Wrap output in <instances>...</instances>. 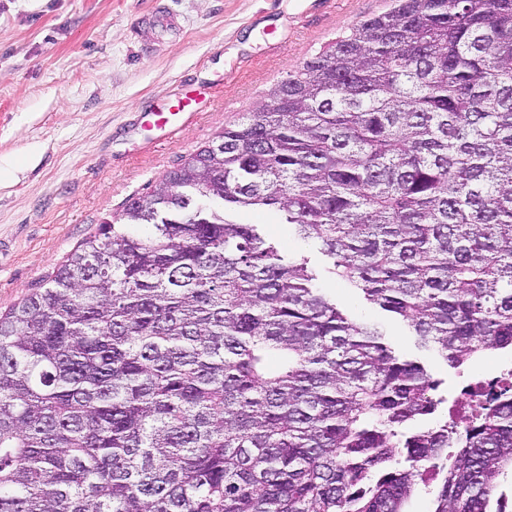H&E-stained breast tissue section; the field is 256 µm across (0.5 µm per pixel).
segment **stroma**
Here are the masks:
<instances>
[{
  "mask_svg": "<svg viewBox=\"0 0 512 512\" xmlns=\"http://www.w3.org/2000/svg\"><path fill=\"white\" fill-rule=\"evenodd\" d=\"M173 20L160 31L155 4ZM392 0H0V312L98 224L144 195L266 93ZM199 113L161 138L139 113L184 94ZM316 284L422 362L447 396L464 380L411 328L363 300L318 246L275 213L245 209Z\"/></svg>",
  "mask_w": 512,
  "mask_h": 512,
  "instance_id": "35a3bbf8",
  "label": "stroma"
}]
</instances>
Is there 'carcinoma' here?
Returning a JSON list of instances; mask_svg holds the SVG:
<instances>
[{
  "instance_id": "1",
  "label": "carcinoma",
  "mask_w": 512,
  "mask_h": 512,
  "mask_svg": "<svg viewBox=\"0 0 512 512\" xmlns=\"http://www.w3.org/2000/svg\"><path fill=\"white\" fill-rule=\"evenodd\" d=\"M219 141L0 313V512H505L512 384L421 427L427 369L226 212L454 369L512 349V0H394ZM233 220L240 224L259 225L263 233L277 243L289 258L306 260L308 267L317 276V287L322 288L336 300V303L350 316L380 323L391 345L400 353L422 362L433 378L442 383L440 389L445 396L455 397L460 393L449 409L448 426L465 421V415L471 409L472 391L479 390L489 399L501 387L504 381V369H512L511 364L505 365L491 373L473 376L464 385V379L473 372H486L504 363H510L512 358L510 349L492 350L473 360L465 368L464 377H459L458 370L451 368L432 349L418 348L416 336L411 328L378 307L367 303L351 286L341 281L334 274L332 260L324 256L315 243L300 238L291 226L281 224L275 213L261 209H245L235 213Z\"/></svg>"
}]
</instances>
